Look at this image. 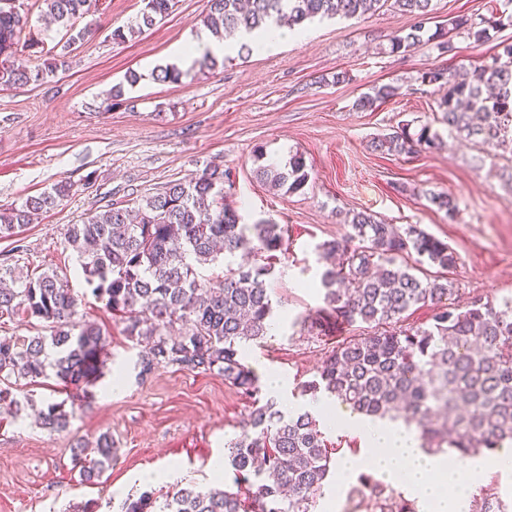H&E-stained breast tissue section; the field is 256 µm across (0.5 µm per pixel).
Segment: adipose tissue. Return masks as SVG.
<instances>
[{"instance_id": "ef3b65f1", "label": "adipose tissue", "mask_w": 512, "mask_h": 512, "mask_svg": "<svg viewBox=\"0 0 512 512\" xmlns=\"http://www.w3.org/2000/svg\"><path fill=\"white\" fill-rule=\"evenodd\" d=\"M312 407L328 426H344L361 439L359 455L338 460L336 472L339 477L356 476L359 465L367 464L377 479L402 485L414 494L419 512H463L469 493L488 465L483 456L449 465L447 454L423 448L416 430L399 419L342 414L332 402L323 399L313 402Z\"/></svg>"}]
</instances>
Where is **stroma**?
I'll return each mask as SVG.
<instances>
[{
    "mask_svg": "<svg viewBox=\"0 0 512 512\" xmlns=\"http://www.w3.org/2000/svg\"><path fill=\"white\" fill-rule=\"evenodd\" d=\"M430 26L466 16H491L490 0H433ZM142 0H100L101 28L75 46L66 71L43 85L0 88V206L65 180L73 185L62 206L40 214L20 236L0 239V259L12 257L38 275L56 270L79 299L84 319L107 333V360L92 388L90 406L77 410L68 431L41 429L33 413L67 394L55 379L26 385L29 405L18 416L0 410V512H120L128 496L167 491L176 483L201 489L233 487L231 467L213 472L211 459L240 432V422L266 393L246 397L215 374L168 367L137 382L138 348L124 325L92 295L65 242L68 225L80 223L101 193L129 188L152 194L172 180H187L218 166L233 183L229 199L244 223L282 225L288 250L276 262L269 293L275 334L249 345L251 366L266 364L288 381L278 409L302 406V384L313 380L340 341L369 333L368 325L339 322V335L298 325L323 305L322 264L317 244L342 238L347 215L364 212L405 229L417 227L448 243L459 258L450 273L453 306L512 299V149L467 141L440 124L444 93L422 84L421 75L441 66L472 73L512 43V26L490 32L478 44L466 32L453 41L458 55L420 44L390 51L388 38L409 31L413 17L385 4L361 19L308 23L310 35L278 52L239 54L230 49L222 65L193 66L180 83L156 81L153 72L170 62L175 46L203 31L208 0H179L175 11L128 41L115 43L114 28L136 24ZM139 80L128 84V73ZM345 82H337V73ZM391 84L397 96L362 110L356 101L371 88ZM122 99L112 104L113 87ZM436 126L444 145L436 153L397 156L373 151L372 139L397 126ZM286 162L301 153L310 179L302 192L269 190L254 175L255 149ZM97 180L85 183L88 173ZM448 193L459 211L447 216L430 201ZM122 379L113 393V379ZM111 434L119 455L99 484L80 483L73 470L75 447H93ZM159 480L142 483L146 471Z\"/></svg>",
    "mask_w": 512,
    "mask_h": 512,
    "instance_id": "1",
    "label": "stroma"
}]
</instances>
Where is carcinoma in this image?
I'll return each mask as SVG.
<instances>
[{
  "instance_id": "carcinoma-1",
  "label": "carcinoma",
  "mask_w": 512,
  "mask_h": 512,
  "mask_svg": "<svg viewBox=\"0 0 512 512\" xmlns=\"http://www.w3.org/2000/svg\"><path fill=\"white\" fill-rule=\"evenodd\" d=\"M61 28L62 39L50 49L26 34L27 17L14 0H0V87L43 84L68 67L72 47L91 39L96 24L80 25L89 0H39ZM142 25L167 17L176 0H142ZM383 0H209L203 23L224 38L234 31H266L288 20L292 29L316 18H363ZM416 19L410 31L389 38L390 52L405 53L425 41L440 53L453 42L437 29L428 33L432 0H394ZM512 23L501 12L479 27L469 18L452 22L476 43L490 39L489 29ZM52 55L47 67L15 64L20 47ZM155 80L176 83L183 71L157 69ZM422 82L447 88L441 122L467 140L495 147L512 142V61L492 63L473 79L446 68H433ZM398 95L389 84L372 88L356 103L367 110ZM441 134L424 124L408 125L372 142L376 151L411 155L442 148ZM256 177L275 191L301 190L309 179L303 155L281 164H260ZM228 174L215 166L198 176L168 182L159 191L111 202L67 228L66 243L76 253L92 295L112 317L126 322L127 335L143 343L135 362L143 382L162 367L210 373L238 392L259 393V380L245 363L240 346L261 342L273 315L267 278L270 260L287 250L285 229L260 221L245 224L225 202ZM72 183L60 181L19 206L0 208V238L19 235L34 216L67 200ZM340 239L315 251L325 263L321 273L323 311L350 324L373 328L350 339L323 361L317 375L302 385V395L333 398L357 413L399 418L415 424L426 448H453L466 458L512 443V300L501 305L474 303L462 310L447 304L453 294L448 272L457 255L448 244L414 226L402 231L357 212ZM265 254L264 264L227 266L216 279H199V269L219 256ZM416 254L439 268L421 278L404 259ZM434 307L426 327H401L415 306ZM45 324L47 335L0 336V404L19 407L12 389L53 372L65 389L89 394L102 375L107 340L100 327L81 319L78 299L56 271L36 277L8 262L0 263V318L16 315ZM72 413L51 402L38 412L39 425L51 432L68 429ZM224 461L235 471L237 490L181 487L158 498L149 492L127 499L121 512H314L330 471L316 417L308 411L285 415L267 401L242 422L240 434L224 444ZM95 457H77L79 477L93 484L112 466V435L95 442ZM417 512L411 501L363 473L346 494L345 512ZM471 512H512L494 492L475 502Z\"/></svg>"
}]
</instances>
